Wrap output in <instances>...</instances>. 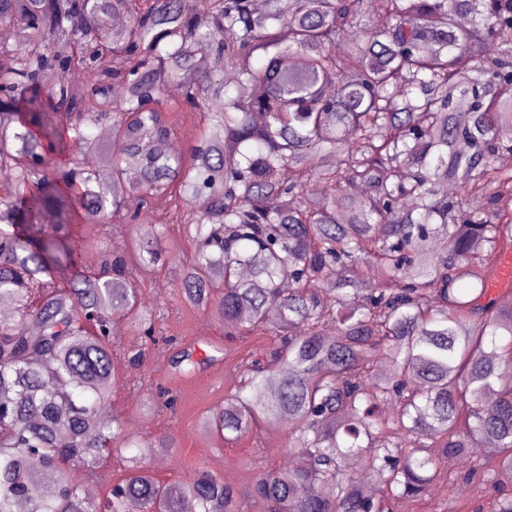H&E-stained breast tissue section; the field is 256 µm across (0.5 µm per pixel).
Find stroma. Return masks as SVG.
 I'll list each match as a JSON object with an SVG mask.
<instances>
[{"label":"stroma","mask_w":512,"mask_h":512,"mask_svg":"<svg viewBox=\"0 0 512 512\" xmlns=\"http://www.w3.org/2000/svg\"><path fill=\"white\" fill-rule=\"evenodd\" d=\"M142 226L113 229L103 233L98 227L76 226L88 261H96L101 246L114 250L128 248L132 237L143 236ZM142 300L156 313V323L163 335L183 341L202 338L224 340V362L208 368L196 378L171 381L170 347L163 343H145L138 329L120 323L112 336V352L122 384L112 398V411L117 414L126 431L143 437H167V448H145L141 454L146 461L160 460L155 468L157 478L163 481L184 480L204 468L226 483L243 486L253 474L258 458L274 465H283L293 459L284 431L270 432L266 427L254 429L235 444L225 443L209 432L203 418L211 407L223 402L224 395L243 367L252 359L265 355L270 339L266 336L225 337L224 324L209 310L184 304L177 283L168 270H161L146 279ZM143 350L138 364H130V351ZM174 384L180 395L175 412L148 411L147 391L156 384ZM471 484L458 480L437 482L423 500L399 501L398 512H452L457 503L471 499Z\"/></svg>","instance_id":"1"}]
</instances>
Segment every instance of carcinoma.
Returning a JSON list of instances; mask_svg holds the SVG:
<instances>
[{"instance_id": "1", "label": "carcinoma", "mask_w": 512, "mask_h": 512, "mask_svg": "<svg viewBox=\"0 0 512 512\" xmlns=\"http://www.w3.org/2000/svg\"><path fill=\"white\" fill-rule=\"evenodd\" d=\"M1 24L15 41L0 44V512H239L242 492L209 471L162 482L138 454L106 497L91 490L112 452L170 447L106 415L114 323L158 341L138 278L173 262L162 225L87 266L78 219L110 232L139 217L113 184L169 206L191 241L185 301L276 337L206 416L227 442L285 427L301 461L255 467L261 512H391L475 439L485 460L448 480L488 506L456 512H512V303L489 293L512 252V169L497 165L512 0H0ZM72 67L91 86L42 84ZM172 113L204 117L185 154L167 148ZM166 343L176 379L224 363L219 340L199 360L196 342ZM151 399L178 402L160 385ZM363 455L371 490L346 468Z\"/></svg>"}]
</instances>
